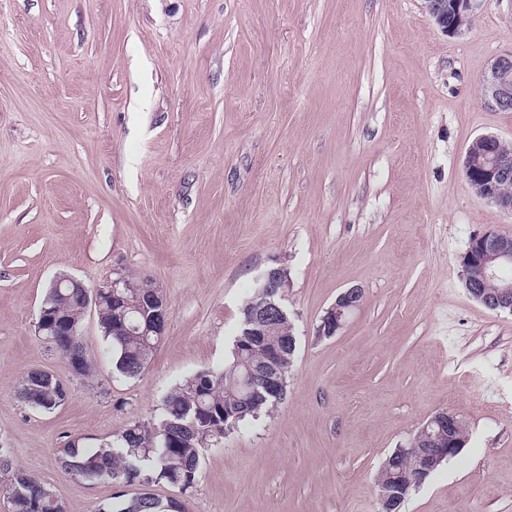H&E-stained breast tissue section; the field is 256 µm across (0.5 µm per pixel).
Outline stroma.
<instances>
[{
	"mask_svg": "<svg viewBox=\"0 0 512 512\" xmlns=\"http://www.w3.org/2000/svg\"><path fill=\"white\" fill-rule=\"evenodd\" d=\"M512 54V0H483L462 39L422 0H0V446L95 512L109 484L65 476L94 448L158 421L183 379L230 357L261 273H286L297 337L286 393L210 446L189 512H377V473L435 412L468 443L401 512H512V313L466 292L461 257L512 214L462 160ZM144 279L169 302L144 372L118 375L94 312L93 379L38 335L55 276ZM360 307L317 328L337 295ZM70 382L51 413L20 402L30 370ZM485 100L500 111L512 112V54L497 58L483 79ZM361 299L362 295L358 288H351L339 294L334 306L324 315L322 324L318 327V335L334 336L346 316L360 306Z\"/></svg>",
	"mask_w": 512,
	"mask_h": 512,
	"instance_id": "obj_1",
	"label": "stroma"
}]
</instances>
